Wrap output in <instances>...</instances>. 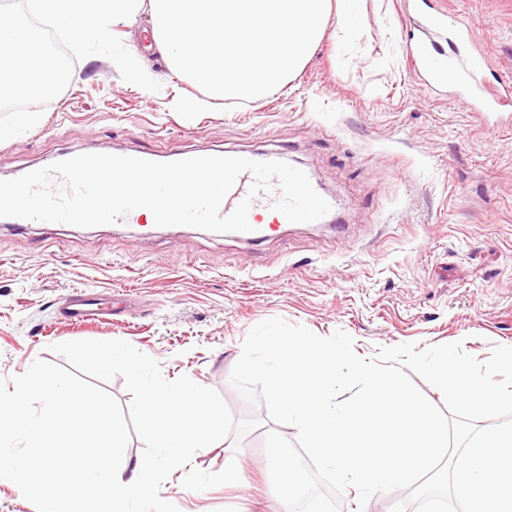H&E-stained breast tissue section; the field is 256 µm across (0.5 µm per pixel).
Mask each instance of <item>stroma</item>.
Returning a JSON list of instances; mask_svg holds the SVG:
<instances>
[{
    "label": "stroma",
    "instance_id": "obj_1",
    "mask_svg": "<svg viewBox=\"0 0 512 512\" xmlns=\"http://www.w3.org/2000/svg\"><path fill=\"white\" fill-rule=\"evenodd\" d=\"M414 2L362 0V52L349 70L328 31L284 87L192 120L173 105L203 91L144 50L150 25L140 16L117 36L141 52L159 91L124 82L93 55L75 63L41 126L0 142V179L77 151L234 149L305 167L336 200L338 224H291L252 242L188 226L0 223V378L38 359L65 365L57 343L118 339L155 359L166 379L192 376L217 390L235 417H261L243 435L238 485L191 491L177 472L163 484L179 512H269L276 503L265 436L296 431L265 421L264 407L229 383L263 320L321 337L345 331L365 358L402 343L459 341L480 360L512 346V127L486 134L453 103L452 85L431 87L412 72ZM426 2L470 25L494 77L512 80V0ZM77 289L116 296L117 314L60 320Z\"/></svg>",
    "mask_w": 512,
    "mask_h": 512
}]
</instances>
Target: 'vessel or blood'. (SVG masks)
<instances>
[{"label":"vessel or blood","instance_id":"obj_1","mask_svg":"<svg viewBox=\"0 0 512 512\" xmlns=\"http://www.w3.org/2000/svg\"><path fill=\"white\" fill-rule=\"evenodd\" d=\"M420 38L408 49L409 64L414 72L425 73L428 85L453 84L452 100L476 116L482 128L495 131L512 125V84L492 87L486 84L484 72L490 63L482 53L473 51L476 39L473 29L459 19L440 10L418 22ZM249 222L252 226L248 239L258 234H271L285 224V217L272 212L275 194H261L252 198ZM108 312L103 298L97 293L72 292L60 308L65 319L75 322L95 320Z\"/></svg>","mask_w":512,"mask_h":512}]
</instances>
